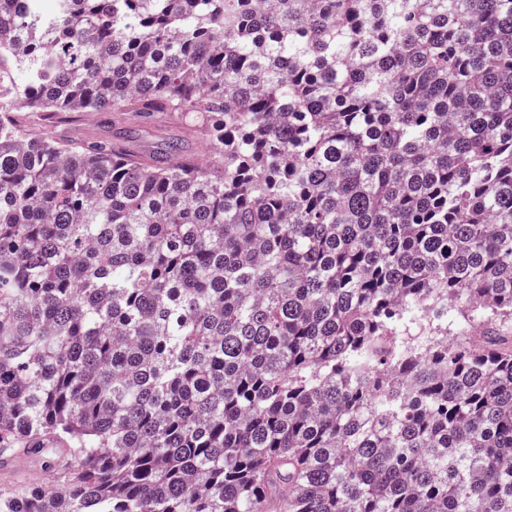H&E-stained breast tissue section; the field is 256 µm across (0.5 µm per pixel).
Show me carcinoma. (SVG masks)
<instances>
[{
    "label": "carcinoma",
    "instance_id": "cac0c4a2",
    "mask_svg": "<svg viewBox=\"0 0 512 512\" xmlns=\"http://www.w3.org/2000/svg\"><path fill=\"white\" fill-rule=\"evenodd\" d=\"M31 4L0 0V463L70 464L0 512H512V0ZM52 121H28L26 133L73 141L117 142L132 159L160 155L173 140L181 141L188 154L200 155L205 146L198 128L180 112H156L146 120L134 112H56Z\"/></svg>",
    "mask_w": 512,
    "mask_h": 512
}]
</instances>
